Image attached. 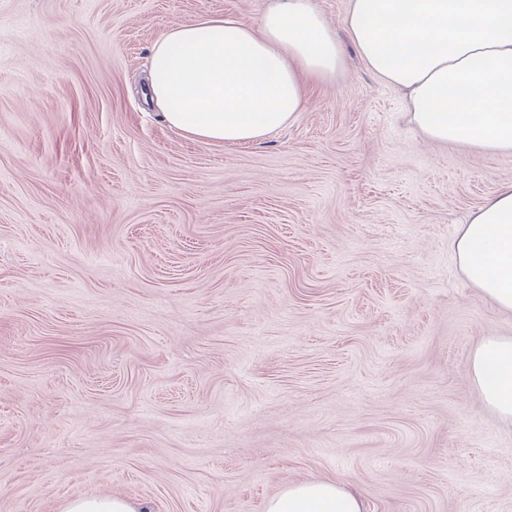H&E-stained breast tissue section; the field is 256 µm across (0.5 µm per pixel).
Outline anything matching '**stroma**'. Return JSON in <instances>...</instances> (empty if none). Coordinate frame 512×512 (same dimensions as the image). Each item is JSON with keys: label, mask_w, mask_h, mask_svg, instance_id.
<instances>
[{"label": "stroma", "mask_w": 512, "mask_h": 512, "mask_svg": "<svg viewBox=\"0 0 512 512\" xmlns=\"http://www.w3.org/2000/svg\"><path fill=\"white\" fill-rule=\"evenodd\" d=\"M268 0H0V512L117 495L265 512H512V423L470 374L512 333L451 243L512 152L427 141L354 53L258 143L172 130L170 24ZM357 496L331 481L288 485L272 497L265 512H362Z\"/></svg>", "instance_id": "35a3bbf8"}]
</instances>
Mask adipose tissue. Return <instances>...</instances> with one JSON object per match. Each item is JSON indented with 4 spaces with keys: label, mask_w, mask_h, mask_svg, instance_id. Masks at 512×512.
<instances>
[{
    "label": "adipose tissue",
    "mask_w": 512,
    "mask_h": 512,
    "mask_svg": "<svg viewBox=\"0 0 512 512\" xmlns=\"http://www.w3.org/2000/svg\"><path fill=\"white\" fill-rule=\"evenodd\" d=\"M337 34L312 0H269L259 22L236 15L166 28L151 48L150 89L164 120L196 140L245 144L292 124L309 84L335 78L346 46L405 93L413 126L437 143L512 152V0H350ZM468 281L512 312V185L488 198L453 241ZM471 377L512 422V336L486 339ZM265 512H362L331 481L288 485Z\"/></svg>",
    "instance_id": "obj_1"
}]
</instances>
